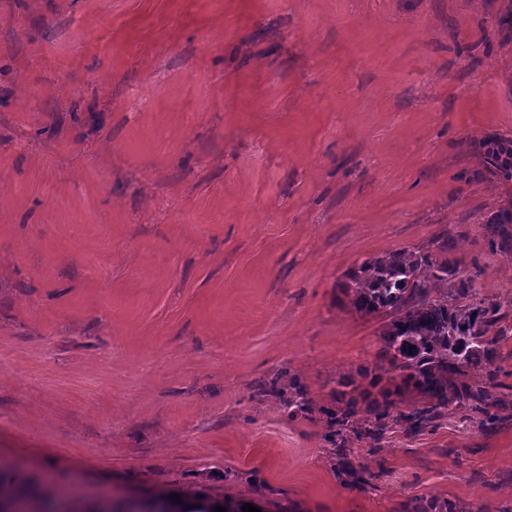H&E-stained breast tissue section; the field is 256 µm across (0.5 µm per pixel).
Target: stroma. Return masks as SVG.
Here are the masks:
<instances>
[{
	"instance_id": "1",
	"label": "stroma",
	"mask_w": 512,
	"mask_h": 512,
	"mask_svg": "<svg viewBox=\"0 0 512 512\" xmlns=\"http://www.w3.org/2000/svg\"><path fill=\"white\" fill-rule=\"evenodd\" d=\"M512 0H0V478L266 512H512ZM502 306L501 405L336 476L340 376L383 374L338 289L431 250ZM298 377L289 418L260 382ZM294 392L288 395L289 415L294 418L311 411L313 400L309 392L301 385L292 384Z\"/></svg>"
}]
</instances>
